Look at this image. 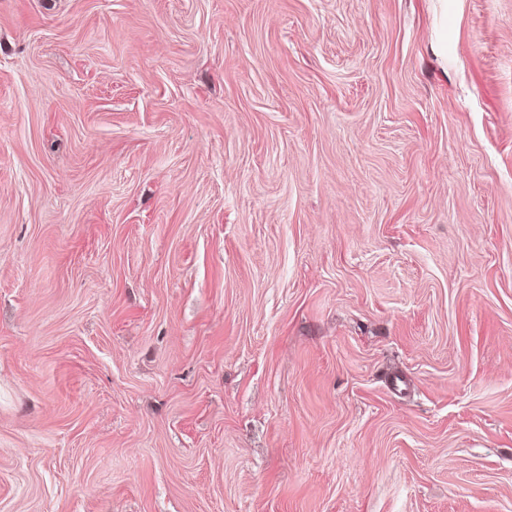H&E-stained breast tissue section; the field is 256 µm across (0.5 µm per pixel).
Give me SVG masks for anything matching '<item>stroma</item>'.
<instances>
[{
	"label": "stroma",
	"mask_w": 512,
	"mask_h": 512,
	"mask_svg": "<svg viewBox=\"0 0 512 512\" xmlns=\"http://www.w3.org/2000/svg\"><path fill=\"white\" fill-rule=\"evenodd\" d=\"M0 512H512V0H0Z\"/></svg>",
	"instance_id": "1"
}]
</instances>
